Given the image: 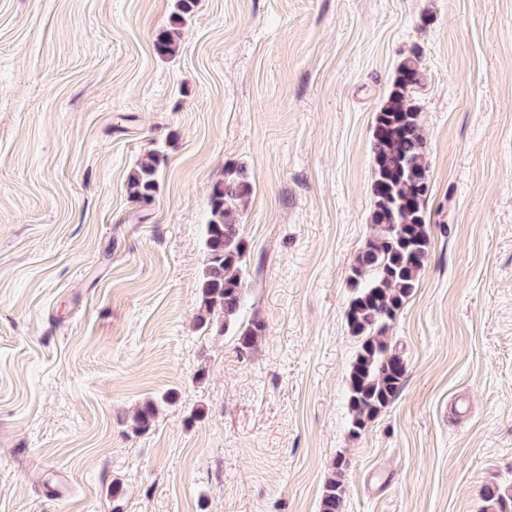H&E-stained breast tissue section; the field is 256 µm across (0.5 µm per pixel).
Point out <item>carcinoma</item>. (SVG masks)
I'll list each match as a JSON object with an SVG mask.
<instances>
[{"instance_id": "cac0c4a2", "label": "carcinoma", "mask_w": 512, "mask_h": 512, "mask_svg": "<svg viewBox=\"0 0 512 512\" xmlns=\"http://www.w3.org/2000/svg\"><path fill=\"white\" fill-rule=\"evenodd\" d=\"M197 2L177 0V12L154 38L153 47L159 56L170 60L178 56L181 28L194 14ZM422 81L420 55L413 51L399 63L372 126L370 224L375 233L354 258L350 277L354 294L346 310L347 327L359 340L348 377L349 432L353 436L360 435L396 399L406 373L403 356L390 348L385 335L390 322L417 288L430 246L425 203L431 190L421 189V183L430 182L426 138L420 112L412 99ZM166 161V154L156 149L141 159L127 179L130 200L147 204L154 199L157 174ZM251 192L244 166L235 163L228 165L224 179L211 187L196 316L199 326L218 335L236 331L243 350L252 348L262 332L257 321L246 326L238 323L244 302L247 246L238 235L237 206ZM156 410V403L148 401L136 411L134 421L146 428ZM345 467L342 458L334 463L320 512H342L339 477ZM482 500L481 512H512V486H487Z\"/></svg>"}]
</instances>
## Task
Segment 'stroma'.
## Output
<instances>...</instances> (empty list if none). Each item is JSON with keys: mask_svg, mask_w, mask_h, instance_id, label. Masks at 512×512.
<instances>
[{"mask_svg": "<svg viewBox=\"0 0 512 512\" xmlns=\"http://www.w3.org/2000/svg\"><path fill=\"white\" fill-rule=\"evenodd\" d=\"M175 3L0 0V512H319L340 457L343 512H479L512 484V0H199L168 60ZM414 49L431 246L353 437L372 122ZM232 162L246 351L195 322ZM198 0H177V12L170 23L155 35L153 47L155 52L166 59L173 60L181 49V28L191 15L194 14ZM167 156L160 150L149 151L127 179V194L130 200L140 204L151 202L158 190L157 174L166 164Z\"/></svg>", "mask_w": 512, "mask_h": 512, "instance_id": "1", "label": "stroma"}]
</instances>
